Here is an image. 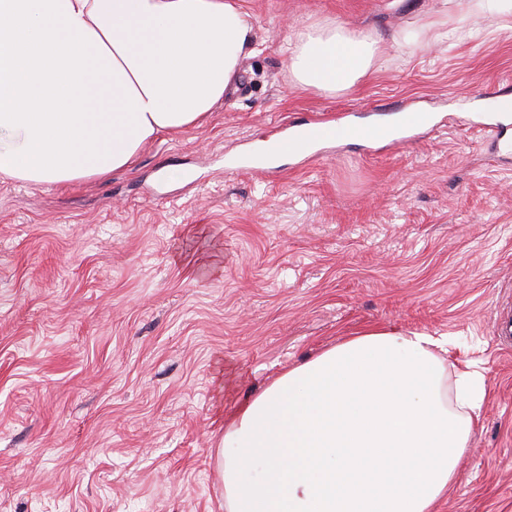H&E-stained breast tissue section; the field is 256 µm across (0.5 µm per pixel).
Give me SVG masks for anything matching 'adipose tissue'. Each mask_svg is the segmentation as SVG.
I'll return each mask as SVG.
<instances>
[{"label":"adipose tissue","instance_id":"obj_1","mask_svg":"<svg viewBox=\"0 0 512 512\" xmlns=\"http://www.w3.org/2000/svg\"><path fill=\"white\" fill-rule=\"evenodd\" d=\"M243 0H0V176L57 186L130 171L200 126L253 45ZM297 86L333 96L380 38L293 26ZM441 339L370 328L288 368L224 420V512H435L486 398Z\"/></svg>","mask_w":512,"mask_h":512}]
</instances>
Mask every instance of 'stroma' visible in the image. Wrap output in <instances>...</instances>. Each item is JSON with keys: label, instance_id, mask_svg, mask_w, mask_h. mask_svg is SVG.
Returning <instances> with one entry per match:
<instances>
[{"label": "stroma", "instance_id": "obj_1", "mask_svg": "<svg viewBox=\"0 0 512 512\" xmlns=\"http://www.w3.org/2000/svg\"><path fill=\"white\" fill-rule=\"evenodd\" d=\"M478 0H245L255 52L199 127L132 171L37 186L0 177V512H224V419L289 367L371 327L447 338L486 379L437 512H512V15ZM382 39L325 96L294 86L291 25ZM446 127L400 150L332 143L265 172L229 157L291 121Z\"/></svg>", "mask_w": 512, "mask_h": 512}]
</instances>
